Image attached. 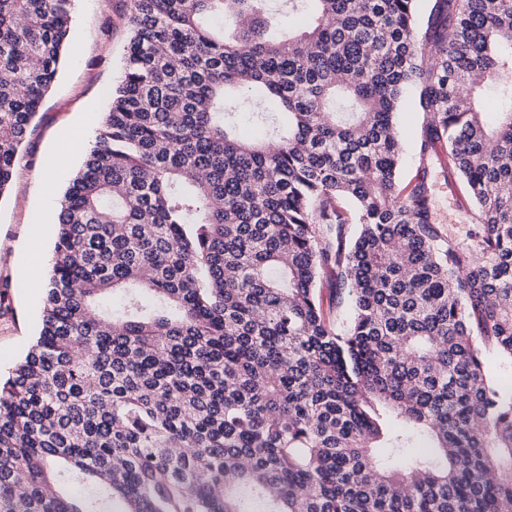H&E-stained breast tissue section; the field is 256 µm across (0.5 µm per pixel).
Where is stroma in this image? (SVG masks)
<instances>
[{"label": "stroma", "instance_id": "1", "mask_svg": "<svg viewBox=\"0 0 512 512\" xmlns=\"http://www.w3.org/2000/svg\"><path fill=\"white\" fill-rule=\"evenodd\" d=\"M130 0H75L71 37L56 82L44 97L19 160L13 181L0 197V374L4 375L33 343L41 321L43 282H22L19 273L28 261L26 241L30 225L44 226L41 252L52 256L55 227L51 215L62 192L80 167L96 139L108 93L118 81L123 49L129 31L126 24ZM397 125L405 141L400 169L401 183L414 181L427 169L437 217L449 235L464 240L477 233L476 224L457 208L464 192L458 178L450 177L442 149H435L428 166H421L419 144L422 116L403 105ZM82 144L69 169L48 173L49 154L57 144Z\"/></svg>", "mask_w": 512, "mask_h": 512}]
</instances>
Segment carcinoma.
I'll return each instance as SVG.
<instances>
[{"label":"carcinoma","instance_id":"obj_1","mask_svg":"<svg viewBox=\"0 0 512 512\" xmlns=\"http://www.w3.org/2000/svg\"><path fill=\"white\" fill-rule=\"evenodd\" d=\"M73 2L0 0V197ZM130 2L39 335L0 377V512H512L483 362L512 359V0H292L296 31L268 0ZM437 144L466 245L435 221ZM269 7L276 18L281 21L285 26H299L300 23L305 22L307 19L306 12L300 6L297 12L288 8V1L286 0H269ZM397 125L400 136L405 141L400 169V181L403 185L414 182L421 169L419 157V144L422 135V115L412 112L408 102L404 104L397 116Z\"/></svg>","mask_w":512,"mask_h":512}]
</instances>
